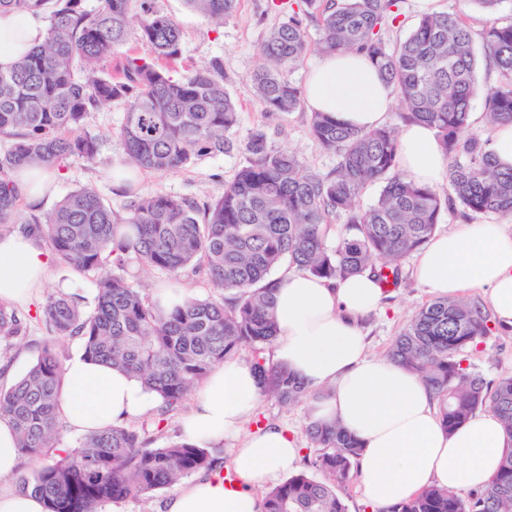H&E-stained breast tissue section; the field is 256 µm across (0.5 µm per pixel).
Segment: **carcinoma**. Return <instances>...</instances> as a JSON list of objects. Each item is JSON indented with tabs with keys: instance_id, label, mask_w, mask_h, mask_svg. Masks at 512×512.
I'll list each match as a JSON object with an SVG mask.
<instances>
[{
	"instance_id": "obj_1",
	"label": "carcinoma",
	"mask_w": 512,
	"mask_h": 512,
	"mask_svg": "<svg viewBox=\"0 0 512 512\" xmlns=\"http://www.w3.org/2000/svg\"><path fill=\"white\" fill-rule=\"evenodd\" d=\"M133 0H0L1 11L38 13L47 41L7 70L0 69V229L45 241L64 264L94 273L88 311L83 297L50 292L40 316L52 333L76 337L85 357L136 376L160 401L158 422L178 411L212 369L245 350L261 390L284 405L307 396L304 384L262 356L276 339L272 273L282 265L328 280L369 270L398 284L401 262L437 231L442 213L459 206L468 216L512 215V169H502L486 140L472 128L475 99L488 126L512 124V19L496 16L502 0H471L488 15L476 33L466 15L436 12L420 18L410 35L390 47L384 31L401 15L400 0H300L288 21L261 47L262 65L250 75L269 113L301 108L304 90L284 76L310 50L368 54L392 87L397 122L369 130L312 112V137L336 156L326 174L298 156L268 144L261 128L241 145L247 164L206 203L166 193L137 197L128 216L116 214L95 186H82L43 214L21 216L11 180L23 166L54 167L69 156L94 165L99 136L94 116L112 102L125 105L118 138L127 165L149 173L186 169L234 147L239 114L224 81V65L208 64L175 76L181 29L151 0H141L132 26ZM219 23L238 0H184ZM319 39L309 41L307 22ZM145 51L125 56L117 71L105 63L130 38ZM497 76L477 80L479 65ZM433 127L448 161V189L420 184L400 169L397 123ZM381 186L374 204L359 206L362 192ZM344 231L328 244L333 221ZM178 278L204 267L221 296L189 298L164 309L132 286L133 267ZM482 305L438 298L403 328L386 357L419 375L439 402L453 433L480 410L502 421L508 445L486 486L468 499L430 486L408 501L378 512H512V376L494 383L466 364V352L491 332ZM28 318L0 303V361L8 368L11 341L26 334ZM62 360L47 346L7 390H0V419L19 434L22 454L40 467L19 484L45 502L47 512H100L106 503L136 498L217 466L208 450L187 440L145 448L125 426L82 436L55 452ZM316 448L310 472L289 476L263 495V512H347L339 490L361 456L359 442L335 423L309 421Z\"/></svg>"
}]
</instances>
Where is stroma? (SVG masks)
<instances>
[{
    "label": "stroma",
    "mask_w": 512,
    "mask_h": 512,
    "mask_svg": "<svg viewBox=\"0 0 512 512\" xmlns=\"http://www.w3.org/2000/svg\"><path fill=\"white\" fill-rule=\"evenodd\" d=\"M155 5L173 15L182 30L181 56L174 64L177 73H186L215 58L222 60L227 87L240 112L239 125L232 135L234 149L178 172L143 173L133 183L116 185L111 174L123 158L117 133L123 121L124 106L115 102L97 112L95 117L93 130L101 137L98 164L90 165L77 156L65 159L55 168L53 194L36 205L21 202L22 214L49 211L64 195L85 184L94 185L113 211L120 214L125 213L137 196L157 192L207 200L225 183L232 181L245 165L247 156L240 144L258 127L264 129L273 147L295 152L303 164L314 171L324 174L334 167L335 157L324 152L309 132V110L303 108L287 116L269 114L248 80L262 63V43L272 29L286 21V14L271 9L270 0H240L236 11L217 26L191 11L184 0H155ZM412 266V260L403 261L401 285L389 289L383 309L371 313L363 321L371 355L385 356L410 318L431 300L413 278ZM54 289L91 298L95 295V276L54 261L50 264L43 290L48 293ZM39 306V301L35 300L22 308L28 318L27 333L14 342L11 363L5 373L0 374V388L9 387L26 372L49 334L43 320L36 316ZM468 361L473 370L490 383L512 375V329L493 326L489 336L469 352ZM312 404V398L308 397L286 407L265 396L256 416L259 423H275L295 433L301 448V458L294 466L298 472L308 470L314 454L305 434ZM181 421V416L176 415L160 423L155 414L150 413L131 420L130 426L138 433L144 447L157 448L182 440Z\"/></svg>",
    "instance_id": "1"
}]
</instances>
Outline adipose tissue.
<instances>
[{
    "label": "adipose tissue",
    "instance_id": "1",
    "mask_svg": "<svg viewBox=\"0 0 512 512\" xmlns=\"http://www.w3.org/2000/svg\"><path fill=\"white\" fill-rule=\"evenodd\" d=\"M46 38L41 15L0 12V68ZM304 100L311 111L370 129L384 124L395 97L365 54L338 52L310 70ZM399 161L418 182L436 186L445 179L447 163L426 124L402 127ZM48 265L47 253L32 239L1 234L0 302L27 303L42 287ZM414 275L437 298L483 290L496 321L512 327V232L503 225L474 222L434 234L416 259ZM275 283V357L309 390H326L313 407L314 419L339 421L361 443L357 469L367 501L384 508L431 485L472 490L488 483L506 446L498 416L474 414L447 434L417 375L367 356L358 320L385 297L372 274L333 282L285 271ZM63 379L60 415L79 434L145 414L155 405V396L136 378L80 355L64 363ZM258 402L250 365L231 359L211 372L182 428L188 441L203 447L235 438L230 463L237 481L229 489L218 473L197 477L166 501L165 512H262L259 490L279 482L300 448L295 434L283 427L268 423L246 429Z\"/></svg>",
    "mask_w": 512,
    "mask_h": 512
}]
</instances>
